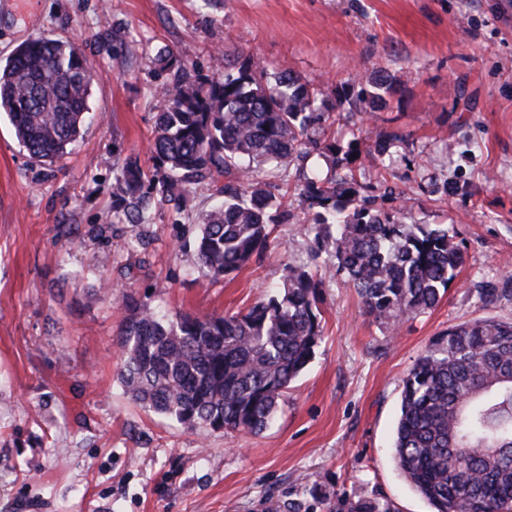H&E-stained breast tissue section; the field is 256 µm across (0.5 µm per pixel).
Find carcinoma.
Segmentation results:
<instances>
[{
  "label": "carcinoma",
  "mask_w": 512,
  "mask_h": 512,
  "mask_svg": "<svg viewBox=\"0 0 512 512\" xmlns=\"http://www.w3.org/2000/svg\"><path fill=\"white\" fill-rule=\"evenodd\" d=\"M170 73L157 88L148 176L136 161L120 170L113 218L145 223L137 200L145 184L163 200H184L204 182L223 201L202 217L196 252L218 281L268 248L269 225L288 222L264 180L268 171L296 182L304 223L314 226L367 314L394 331L438 306L464 260L457 232L446 224H402L375 207L393 194L358 181L359 142L327 135L357 113L386 107L388 82L371 76L375 92L335 104L290 73L268 75L249 58L219 54L211 80L174 54L157 57ZM93 76L81 54L57 38L17 46L0 65V112L10 119L31 159L50 165L78 140ZM402 140L375 134L384 159ZM327 161L325 176H308L304 161ZM321 280L300 267L282 288L244 312L160 314L124 297L120 378L131 399L180 425L212 432L259 434L275 419L288 389L322 340ZM396 465L433 512H512V322L479 317L432 340L402 380L393 439ZM347 512H393L389 502L348 500Z\"/></svg>",
  "instance_id": "1"
}]
</instances>
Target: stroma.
Instances as JSON below:
<instances>
[{"instance_id": "1", "label": "stroma", "mask_w": 512, "mask_h": 512, "mask_svg": "<svg viewBox=\"0 0 512 512\" xmlns=\"http://www.w3.org/2000/svg\"><path fill=\"white\" fill-rule=\"evenodd\" d=\"M37 37L68 40L98 78L90 118L51 165L0 116V512H336L339 498L431 512L397 469L402 380L431 341L476 317L512 321V0H33L0 6V60ZM171 51L203 76L215 51L293 73L319 98L357 96V74L393 87L371 127L407 144L382 169L370 141L355 167L386 179L378 206L406 224H452L465 262L439 305L389 331L345 274L313 259L295 193L269 250L225 279L193 237L218 202L186 209L148 191L152 221L112 219L122 164L152 172ZM322 281L323 337L259 434L210 432L134 403L119 379L123 296L172 313H235L281 286L288 266Z\"/></svg>"}]
</instances>
